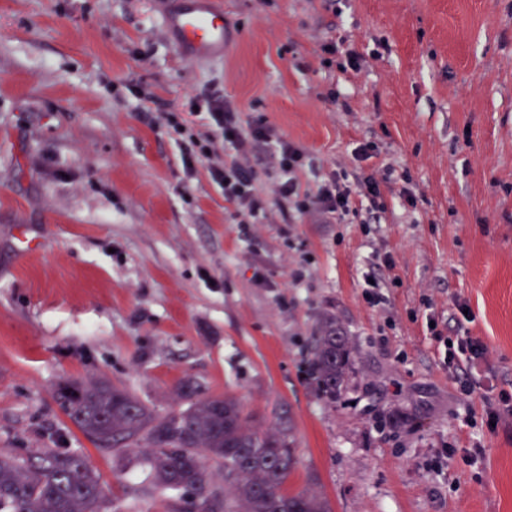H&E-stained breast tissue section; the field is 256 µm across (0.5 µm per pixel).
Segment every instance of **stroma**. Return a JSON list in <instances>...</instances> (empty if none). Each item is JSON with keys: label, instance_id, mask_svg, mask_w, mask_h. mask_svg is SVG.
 Wrapping results in <instances>:
<instances>
[{"label": "stroma", "instance_id": "1", "mask_svg": "<svg viewBox=\"0 0 512 512\" xmlns=\"http://www.w3.org/2000/svg\"><path fill=\"white\" fill-rule=\"evenodd\" d=\"M223 2L224 60L200 64L159 0H0V451H78L114 512H188L187 493L141 494V449L116 462L55 395L106 380L164 414L189 380L290 420L288 488L331 512H512V0ZM326 38L360 69L322 65ZM214 93L324 170L381 180L379 223L297 216L261 149L268 217L242 229L164 119ZM328 315L353 349L333 405L307 365ZM465 332L486 356L445 365Z\"/></svg>", "mask_w": 512, "mask_h": 512}]
</instances>
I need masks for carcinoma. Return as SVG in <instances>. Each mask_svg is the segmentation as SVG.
<instances>
[{
	"instance_id": "obj_1",
	"label": "carcinoma",
	"mask_w": 512,
	"mask_h": 512,
	"mask_svg": "<svg viewBox=\"0 0 512 512\" xmlns=\"http://www.w3.org/2000/svg\"><path fill=\"white\" fill-rule=\"evenodd\" d=\"M348 336L334 317L323 323L309 355L319 393L330 403L352 375ZM186 407L158 415L128 391L105 382L71 381L57 400L94 445L123 460L147 450L155 485L196 489L201 512H330L318 494L287 491L297 466L292 428L265 430L233 397L197 396L187 380ZM100 477L81 454L42 448L26 458L0 454V512H110Z\"/></svg>"
}]
</instances>
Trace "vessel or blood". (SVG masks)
<instances>
[{
    "label": "vessel or blood",
    "mask_w": 512,
    "mask_h": 512,
    "mask_svg": "<svg viewBox=\"0 0 512 512\" xmlns=\"http://www.w3.org/2000/svg\"><path fill=\"white\" fill-rule=\"evenodd\" d=\"M163 25L183 57L223 60L226 23L221 0H167Z\"/></svg>",
    "instance_id": "1"
}]
</instances>
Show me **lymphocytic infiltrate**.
Returning a JSON list of instances; mask_svg holds the SVG:
<instances>
[{
	"instance_id": "lymphocytic-infiltrate-1",
	"label": "lymphocytic infiltrate",
	"mask_w": 512,
	"mask_h": 512,
	"mask_svg": "<svg viewBox=\"0 0 512 512\" xmlns=\"http://www.w3.org/2000/svg\"><path fill=\"white\" fill-rule=\"evenodd\" d=\"M196 106L206 112L213 132L189 138L183 148L184 165L190 170L198 158L212 160L214 181L222 188L225 200L238 205L244 223H257L268 210L267 199L256 188L257 173L249 163L256 146L268 143L274 146L267 165L280 176L278 193L291 202L298 215L315 214L327 224H350L362 218L378 221L384 205L373 176L353 177L345 171H332L322 174L315 186L303 185L300 173L314 164L304 147L274 139L272 128L262 122L242 129L236 113L220 96L197 101ZM219 138L234 148L230 160H216L215 141Z\"/></svg>"
}]
</instances>
